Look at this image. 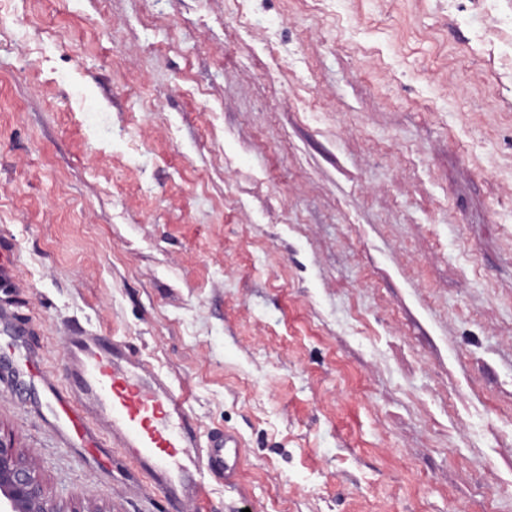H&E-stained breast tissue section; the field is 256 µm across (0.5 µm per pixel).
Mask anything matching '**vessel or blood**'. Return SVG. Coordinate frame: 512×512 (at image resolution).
<instances>
[{
  "instance_id": "vessel-or-blood-1",
  "label": "vessel or blood",
  "mask_w": 512,
  "mask_h": 512,
  "mask_svg": "<svg viewBox=\"0 0 512 512\" xmlns=\"http://www.w3.org/2000/svg\"><path fill=\"white\" fill-rule=\"evenodd\" d=\"M66 369L70 390H59L49 382L44 385L60 446L79 441L94 449L101 439H108L141 472L188 502L199 500L208 477L232 483L240 451L237 438L213 434L202 459H195L197 426L185 399L130 345L116 341L108 346L86 336L71 337Z\"/></svg>"
}]
</instances>
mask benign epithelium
<instances>
[{
	"label": "benign epithelium",
	"mask_w": 512,
	"mask_h": 512,
	"mask_svg": "<svg viewBox=\"0 0 512 512\" xmlns=\"http://www.w3.org/2000/svg\"><path fill=\"white\" fill-rule=\"evenodd\" d=\"M0 512H62L45 496L35 473L0 437Z\"/></svg>",
	"instance_id": "1"
}]
</instances>
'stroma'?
<instances>
[{
	"label": "stroma",
	"instance_id": "stroma-1",
	"mask_svg": "<svg viewBox=\"0 0 512 512\" xmlns=\"http://www.w3.org/2000/svg\"><path fill=\"white\" fill-rule=\"evenodd\" d=\"M78 332L236 483L60 447ZM0 371L65 512H512V0H7Z\"/></svg>",
	"mask_w": 512,
	"mask_h": 512
}]
</instances>
